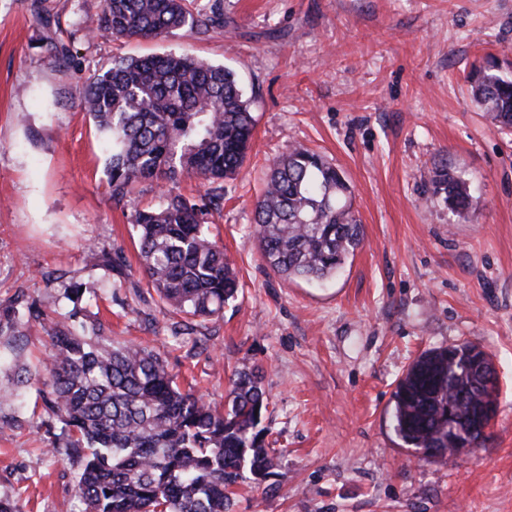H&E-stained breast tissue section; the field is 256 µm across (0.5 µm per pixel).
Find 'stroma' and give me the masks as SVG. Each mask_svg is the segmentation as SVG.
<instances>
[{
	"label": "stroma",
	"mask_w": 512,
	"mask_h": 512,
	"mask_svg": "<svg viewBox=\"0 0 512 512\" xmlns=\"http://www.w3.org/2000/svg\"><path fill=\"white\" fill-rule=\"evenodd\" d=\"M224 24L157 41L94 28L104 0H0V312L69 316L71 282L114 343L163 352L181 387L224 407L234 368L264 371L274 476L229 512H512V131L471 93L479 70L512 78V0H194ZM191 53L231 69L255 118L211 232L240 290L218 318L174 334L148 288L132 212L155 183L112 200L108 147L81 107L117 57ZM291 146L347 181L364 243L336 276L284 280L262 259L255 205ZM448 167L464 219L434 191ZM106 248L107 265L84 259ZM470 343L490 357L498 416L454 462L395 433L392 394L424 351ZM43 402L0 408V498L20 512H79L78 468L48 453Z\"/></svg>",
	"instance_id": "35a3bbf8"
}]
</instances>
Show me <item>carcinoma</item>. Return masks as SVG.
Listing matches in <instances>:
<instances>
[{
    "instance_id": "carcinoma-1",
    "label": "carcinoma",
    "mask_w": 512,
    "mask_h": 512,
    "mask_svg": "<svg viewBox=\"0 0 512 512\" xmlns=\"http://www.w3.org/2000/svg\"><path fill=\"white\" fill-rule=\"evenodd\" d=\"M222 24L219 8L195 14L189 0H105L98 20L116 37L141 39L185 26L206 35ZM473 95L496 126L512 129V79L485 72ZM82 102L111 146L109 185L118 202L138 181L164 187L187 175L210 186L216 205L253 137L250 103L234 73L189 54L114 59L89 79ZM436 188L452 210L469 216L471 196L448 168L437 171ZM208 214L207 205L169 194L163 207L131 215L147 285L190 320L220 315L239 288ZM255 224L263 258L289 281L334 276L364 241L343 176L303 147L288 148L269 169ZM34 324L48 329L50 362L17 372L14 382L42 387L48 418L60 425L51 453L80 466L82 512H228L234 488L273 474L277 456L266 443L269 402L259 368L234 370L221 412L181 391L160 351L116 345L96 320L89 336L75 335L62 319L48 327L35 308L25 321L0 314V342L9 349L0 366L21 359L18 341ZM478 376L464 353L423 352L393 393L396 434L440 460L461 433L478 444Z\"/></svg>"
}]
</instances>
